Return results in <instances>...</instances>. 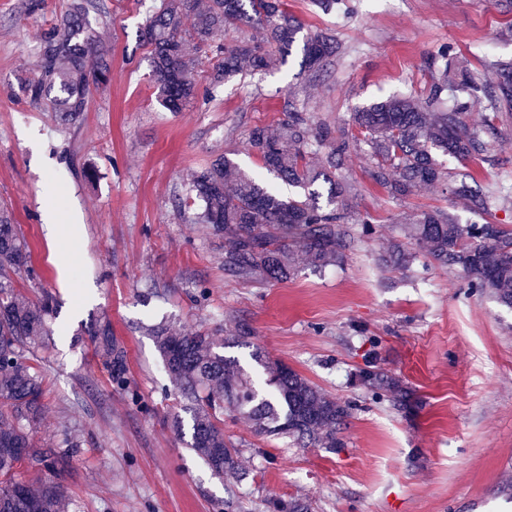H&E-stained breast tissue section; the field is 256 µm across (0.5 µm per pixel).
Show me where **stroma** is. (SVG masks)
Masks as SVG:
<instances>
[{
    "label": "stroma",
    "instance_id": "1",
    "mask_svg": "<svg viewBox=\"0 0 512 512\" xmlns=\"http://www.w3.org/2000/svg\"><path fill=\"white\" fill-rule=\"evenodd\" d=\"M68 3L0 0V203L35 271L15 286L35 302L51 297L57 311L36 357L46 412L33 443L66 432L80 443L55 473L33 468L26 481L54 477L69 512H271L270 501L291 499L311 512H512V310L426 249L408 244L407 265L393 250L407 244L405 215L438 209L512 229V203L474 213L443 183L393 198L374 180L365 145L352 147L338 175L371 226L355 225L341 261L319 270L298 261L280 283L225 270L223 238L181 205L191 173L219 158L260 171L250 132L277 127L289 106L353 137L355 108L426 97L434 72L424 58L439 46L488 76L490 61L512 58L505 0H347L345 12L286 0L290 14L335 40L326 70L309 76L296 48L276 69L211 86L221 47L250 33L231 28L200 54L199 94L180 112L159 104L139 40L159 0H95L89 19L111 46L112 78L72 124L23 89ZM488 142L467 164L446 159L448 170L485 188L511 184L512 114ZM45 205L63 224L54 239ZM100 320L127 349L130 392L113 388L95 353L88 330ZM159 325L223 339L225 356L257 388L267 378L252 358L259 350L350 403L341 447L259 435L228 413L224 436L239 474L214 477L172 426L182 403L152 336ZM369 371L397 383L404 399L368 382Z\"/></svg>",
    "mask_w": 512,
    "mask_h": 512
}]
</instances>
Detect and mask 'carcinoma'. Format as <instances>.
<instances>
[{
    "label": "carcinoma",
    "mask_w": 512,
    "mask_h": 512,
    "mask_svg": "<svg viewBox=\"0 0 512 512\" xmlns=\"http://www.w3.org/2000/svg\"><path fill=\"white\" fill-rule=\"evenodd\" d=\"M92 0H71L68 10L44 35L39 74L25 84L32 102L73 121L86 111L92 90L106 85L112 73L108 42L87 21ZM248 23L255 34L224 46L211 84L239 74L268 71L281 53L302 42L303 65L316 75L336 57V43L319 30L303 31L288 15L284 0H161L140 30L151 47L160 104L179 112L197 95L195 66L202 47L222 31ZM443 62L440 78L424 98L392 96L356 109L353 126L364 134L369 154L377 159L375 179L394 198L413 189L446 182L450 173L436 159L441 154L464 162L487 150L485 134L505 112L512 111V60L495 63V78H478L465 61L442 45L424 59ZM487 110L482 124L468 122L476 106ZM327 147L321 162L310 160L308 146ZM249 142L266 170L297 192L274 193L229 158L192 173L189 192L203 202L197 223L224 236V269L245 280L280 282L294 274V254L321 267L350 245L352 224L369 220L348 212L351 190L331 177L349 149L346 139L322 123L312 127L307 113L293 108L277 132L251 131ZM473 211L486 212L512 201L503 188L450 187ZM409 237L448 269H459L469 287L489 291L512 309V232L498 224H461L445 211H424L405 219ZM34 277L27 243L12 210L0 205V512H65L59 486L36 488L17 478L27 466L53 467L79 447L67 436L53 448H36L30 430L44 415V376L32 364L50 335L55 308L50 297L30 302L15 287L14 277ZM95 350L110 369L112 385L129 390L127 350L110 322L91 333ZM155 341L169 376L185 401L191 420L190 448L217 476L238 471L237 451L224 438V411L249 417L257 433L278 435L299 444L334 448L336 429L350 416V404L322 394L292 368L270 363L260 352L253 360L270 375L272 391L262 395L238 360L224 356L223 343L207 332L178 335L157 329Z\"/></svg>",
    "instance_id": "obj_1"
}]
</instances>
